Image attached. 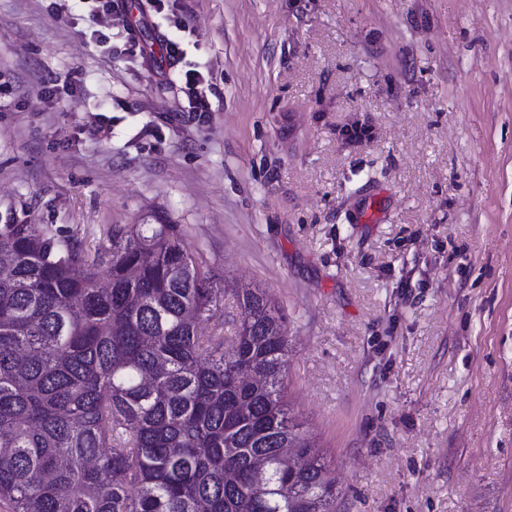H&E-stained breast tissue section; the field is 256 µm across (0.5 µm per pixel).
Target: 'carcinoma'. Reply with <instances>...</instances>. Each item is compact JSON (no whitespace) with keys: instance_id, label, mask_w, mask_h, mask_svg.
I'll return each mask as SVG.
<instances>
[{"instance_id":"obj_1","label":"carcinoma","mask_w":512,"mask_h":512,"mask_svg":"<svg viewBox=\"0 0 512 512\" xmlns=\"http://www.w3.org/2000/svg\"><path fill=\"white\" fill-rule=\"evenodd\" d=\"M290 352L269 295L217 284L162 216L113 227L92 254L42 224H0V503L336 512V478L284 401Z\"/></svg>"}]
</instances>
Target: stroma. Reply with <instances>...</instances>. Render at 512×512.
Segmentation results:
<instances>
[{
    "label": "stroma",
    "instance_id": "35a3bbf8",
    "mask_svg": "<svg viewBox=\"0 0 512 512\" xmlns=\"http://www.w3.org/2000/svg\"><path fill=\"white\" fill-rule=\"evenodd\" d=\"M90 10L0 0V223L163 215L286 313L337 512H512V0ZM178 17L199 121L124 49ZM178 83L182 92L185 94L189 110L200 118L205 112H210V102L204 85L207 82L204 74L198 69H188L178 73Z\"/></svg>",
    "mask_w": 512,
    "mask_h": 512
}]
</instances>
